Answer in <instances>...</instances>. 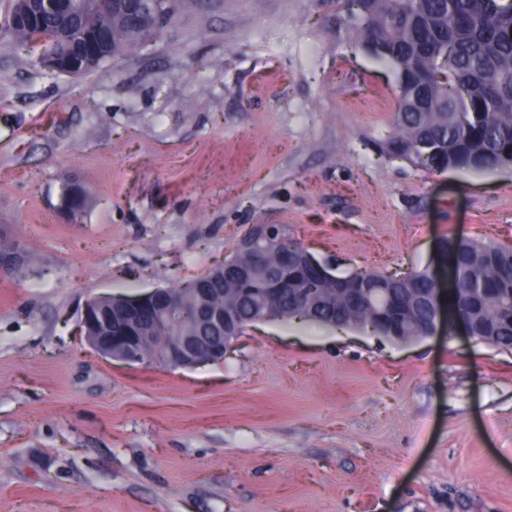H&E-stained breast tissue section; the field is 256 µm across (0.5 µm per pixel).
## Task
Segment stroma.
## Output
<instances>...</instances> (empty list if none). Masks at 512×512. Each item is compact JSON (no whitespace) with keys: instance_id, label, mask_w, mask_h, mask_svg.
Returning <instances> with one entry per match:
<instances>
[{"instance_id":"stroma-1","label":"stroma","mask_w":512,"mask_h":512,"mask_svg":"<svg viewBox=\"0 0 512 512\" xmlns=\"http://www.w3.org/2000/svg\"><path fill=\"white\" fill-rule=\"evenodd\" d=\"M96 74L0 47V512H512V348L260 321L191 369L95 354L84 304L221 264L253 224L345 276L448 285L446 242L512 245V168L394 154L395 73L344 0H195ZM69 176L82 223L59 210ZM15 239L0 233V260L7 261L11 265L10 272L7 275H21L26 277L35 272L31 256L27 250L23 257L14 256Z\"/></svg>"}]
</instances>
